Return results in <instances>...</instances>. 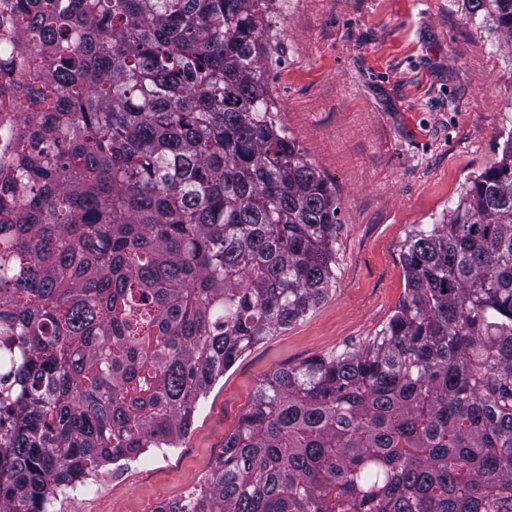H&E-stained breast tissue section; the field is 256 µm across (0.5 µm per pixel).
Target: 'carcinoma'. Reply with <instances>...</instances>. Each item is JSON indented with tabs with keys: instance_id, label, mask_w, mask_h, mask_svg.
Listing matches in <instances>:
<instances>
[{
	"instance_id": "cac0c4a2",
	"label": "carcinoma",
	"mask_w": 512,
	"mask_h": 512,
	"mask_svg": "<svg viewBox=\"0 0 512 512\" xmlns=\"http://www.w3.org/2000/svg\"><path fill=\"white\" fill-rule=\"evenodd\" d=\"M272 0H13L0 21V512L188 434L335 278V190L274 120ZM512 36V0H472ZM366 346L277 369L157 512H512V134L414 230Z\"/></svg>"
}]
</instances>
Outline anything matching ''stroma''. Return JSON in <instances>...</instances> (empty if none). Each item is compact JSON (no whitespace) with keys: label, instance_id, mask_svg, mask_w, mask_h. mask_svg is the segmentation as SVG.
I'll use <instances>...</instances> for the list:
<instances>
[{"label":"stroma","instance_id":"stroma-1","mask_svg":"<svg viewBox=\"0 0 512 512\" xmlns=\"http://www.w3.org/2000/svg\"><path fill=\"white\" fill-rule=\"evenodd\" d=\"M275 119L339 201L336 279L305 316L247 350L173 448L63 489L48 512H156L203 485L276 369L365 345L398 311L414 229L447 223L512 134V39L470 0H272Z\"/></svg>","mask_w":512,"mask_h":512}]
</instances>
